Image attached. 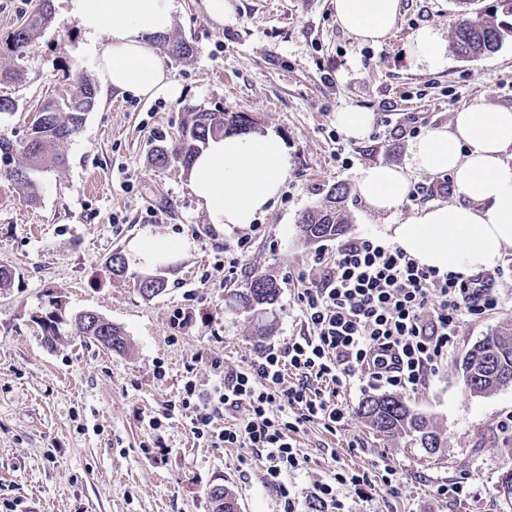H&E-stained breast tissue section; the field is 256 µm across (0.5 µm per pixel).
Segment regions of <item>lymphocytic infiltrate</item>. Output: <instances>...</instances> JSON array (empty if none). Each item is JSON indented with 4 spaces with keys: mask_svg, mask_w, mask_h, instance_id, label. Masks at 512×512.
<instances>
[{
    "mask_svg": "<svg viewBox=\"0 0 512 512\" xmlns=\"http://www.w3.org/2000/svg\"><path fill=\"white\" fill-rule=\"evenodd\" d=\"M298 299L307 335L230 372L212 361L209 385L186 380L178 400L194 438L265 454L264 484L283 512H299L288 485L300 465L292 434L314 421L332 432L348 424L352 412L337 396L351 381L405 392L422 387L447 357L460 324L502 303L488 277L420 267L399 246L373 237L339 244L332 266ZM289 374L294 383H286ZM243 406L244 418L214 428L216 415ZM371 485L367 473L341 468L313 486L310 497L326 507L335 504L337 487L361 497Z\"/></svg>",
    "mask_w": 512,
    "mask_h": 512,
    "instance_id": "1",
    "label": "lymphocytic infiltrate"
}]
</instances>
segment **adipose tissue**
<instances>
[{
	"label": "adipose tissue",
	"mask_w": 512,
	"mask_h": 512,
	"mask_svg": "<svg viewBox=\"0 0 512 512\" xmlns=\"http://www.w3.org/2000/svg\"><path fill=\"white\" fill-rule=\"evenodd\" d=\"M97 60L103 94L177 99L182 88L169 76L159 39L169 33L175 0H66ZM339 25L360 42L379 44L395 29L401 0H334ZM416 169L448 175L455 201L414 209L387 225L389 241L419 266L472 273L512 251V108L476 102L454 112L448 125L430 129L412 148ZM291 156L277 131L210 139L188 170L189 187L215 230L246 228L282 191ZM360 199L373 211L397 214L407 176L397 166L363 168Z\"/></svg>",
	"instance_id": "obj_1"
}]
</instances>
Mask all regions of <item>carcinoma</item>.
Masks as SVG:
<instances>
[{
	"label": "carcinoma",
	"mask_w": 512,
	"mask_h": 512,
	"mask_svg": "<svg viewBox=\"0 0 512 512\" xmlns=\"http://www.w3.org/2000/svg\"><path fill=\"white\" fill-rule=\"evenodd\" d=\"M51 19L49 0H40L37 9L4 40L0 50L21 57L30 43L34 31L43 26L42 20ZM507 36H512V23L497 21L476 12L452 25V45L456 53L465 58L479 57L496 51ZM169 57L181 62L192 55V46L181 38L163 40ZM96 91L88 79L79 77L75 85L65 91L60 99H49L36 111L26 137L20 142L0 137V162L15 168L14 180L27 201L36 202L39 184L38 172H45L65 163L59 147L75 135L85 123L88 113L77 111V104ZM248 123L243 112L195 111L187 112L181 126L177 148L169 151L158 146L152 162L166 166L173 161L187 167L192 157L200 151L209 138L226 131L242 130ZM343 193L333 190L326 202L307 211L299 224V231L307 242H320L346 232L348 220L340 203ZM280 289L269 276L254 278L247 287L230 294L235 306L257 317L254 335L266 339L273 334L274 321L266 319L267 307L278 302ZM488 356L497 358V366L512 373V327L507 325L474 344L462 360V370L475 365L478 372L466 381V388L481 394L497 390L499 378L482 374ZM358 417L372 430L387 437H409L433 453L442 445L441 434L426 416L410 409L399 395L381 394L367 397L358 408Z\"/></svg>",
	"instance_id": "obj_1"
}]
</instances>
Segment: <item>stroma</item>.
Listing matches in <instances>:
<instances>
[{
	"instance_id": "35a3bbf8",
	"label": "stroma",
	"mask_w": 512,
	"mask_h": 512,
	"mask_svg": "<svg viewBox=\"0 0 512 512\" xmlns=\"http://www.w3.org/2000/svg\"><path fill=\"white\" fill-rule=\"evenodd\" d=\"M228 3L219 27L201 0H176L171 33L193 46L187 60L166 63L183 89L179 99L99 96L82 129L61 146L66 164L38 174L36 203L0 176V266L13 272L0 288V512H211L208 491L218 483L238 491L240 512H281L263 483L265 458L253 454L240 466L241 449L194 439L184 417L164 418V408L177 402L186 378L208 383L212 360L239 369L261 348L283 347L302 333L298 295L332 262L338 244L304 243L298 225L305 212L341 186L348 237H382L393 216L369 210L356 187L359 171L377 164L407 169L418 187L404 212L452 202L450 177L411 169L413 144L471 103L512 107V37L494 53L460 58L449 47L458 0H401L396 31L380 45L341 28L333 0ZM52 9V22L35 31L22 59L0 56V68L24 74L0 85V96L16 104L0 113V134L15 141L44 100L76 77H96L82 30L65 16L62 0H52ZM423 27L446 45L440 66L410 52ZM347 107L374 113L366 140L339 134L336 114ZM193 108L246 113L256 130L274 129L288 142L285 187L260 217L247 253L236 247L244 229L220 233L209 223L181 164L151 161L155 144H175ZM94 180L106 191H90ZM142 237L176 248L174 259L149 265L132 255L131 242ZM116 251L128 260L122 280L105 268ZM218 259L220 272L212 269ZM497 266L500 309L464 321L437 374L404 396L440 427L442 447L427 453L356 418L333 432L306 424L292 436L301 463L288 478L300 512H320L309 493L340 468L367 472L374 484L363 499L338 488L340 512H512L498 488L512 471V434L500 429L512 416V386L473 395L460 368L476 342L512 322V254ZM146 271L165 281L152 298L135 286ZM264 274L276 278L280 295L276 329L260 345L249 314L227 299ZM58 302L66 320L50 346L41 319ZM179 308L194 315L190 326H173ZM83 310L120 327L128 350L80 336L69 318ZM153 419L159 427H150ZM386 465L401 475L398 492L381 483ZM458 483L463 492L455 491ZM443 484L448 494H438Z\"/></svg>"
}]
</instances>
